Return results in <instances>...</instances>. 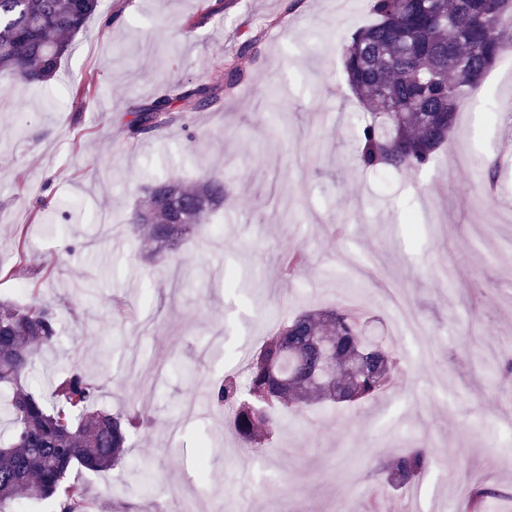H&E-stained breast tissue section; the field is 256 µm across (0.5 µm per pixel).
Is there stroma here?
<instances>
[{"label": "stroma", "instance_id": "obj_1", "mask_svg": "<svg viewBox=\"0 0 512 512\" xmlns=\"http://www.w3.org/2000/svg\"><path fill=\"white\" fill-rule=\"evenodd\" d=\"M224 2L188 33L208 0H102L47 85L0 75V262L20 243L27 255L0 276V299L53 305L61 327L28 384L46 391L78 366L100 379L104 407L133 400L149 420L123 465L71 471L89 512H181L200 491L224 512H336L362 502L377 460L418 439L434 466L404 496L421 512H466L460 482L496 489L485 512H512V383L484 356L512 346V126L488 119L512 112V69L470 90L428 169L383 180L357 166L364 106L339 54L371 22L366 0ZM225 58L245 78L221 107L127 139L134 106L215 80ZM85 83L94 95L76 96ZM217 171L224 207L178 264L148 260L122 222L145 187ZM298 247L308 264L285 278L280 261ZM328 306L362 310L383 338L407 309L429 350L401 342L404 372L378 401L287 417L254 453L214 409L184 414L198 382L239 372L288 317ZM142 469L156 475L146 495Z\"/></svg>", "mask_w": 512, "mask_h": 512}]
</instances>
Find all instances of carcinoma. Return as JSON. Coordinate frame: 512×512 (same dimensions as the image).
<instances>
[{"label": "carcinoma", "instance_id": "1", "mask_svg": "<svg viewBox=\"0 0 512 512\" xmlns=\"http://www.w3.org/2000/svg\"><path fill=\"white\" fill-rule=\"evenodd\" d=\"M373 22L341 44L351 91L375 107L355 134L359 167L370 173L419 171L448 143L467 89L503 56L512 54V0H368ZM100 12V0H0V73L28 84L52 80L70 54L72 38ZM245 78L233 61L213 83L187 85L173 99L155 96L132 112L130 140L179 123L192 112L221 104ZM224 176L212 174L193 186L165 179L146 188L126 226L150 256L172 251L224 205ZM307 263L295 250L285 270ZM60 334L50 305L0 301V392L10 393L11 434L0 443V505L23 495L55 501L57 512H88L85 489L70 481L74 466L103 472L122 464L131 436L147 424L135 406L113 412L100 406L103 385L79 367L57 374L48 393L23 384L35 363L34 348L53 347ZM354 359L357 378L343 375L350 393L336 396L339 381L321 371L326 356ZM247 383L236 374L206 384L202 397L224 413V425L249 451L263 446L288 415L317 408L354 407L387 391L399 374L396 349L372 345L363 335L362 312L341 307L308 308L286 321L246 361ZM431 467L414 444L368 472V487L392 496ZM490 492L475 485L468 512H484Z\"/></svg>", "mask_w": 512, "mask_h": 512}]
</instances>
